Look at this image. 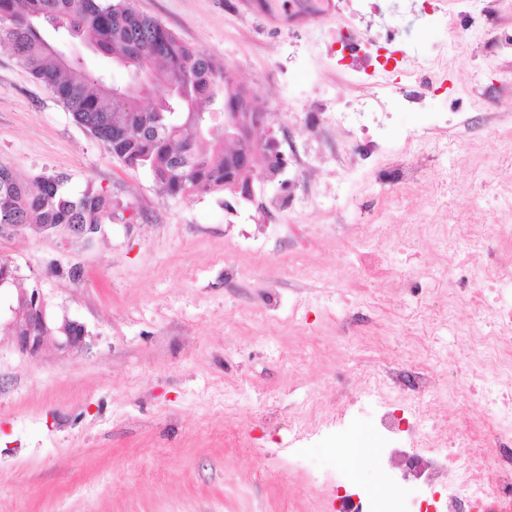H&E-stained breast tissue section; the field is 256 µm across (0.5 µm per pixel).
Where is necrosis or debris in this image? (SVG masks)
Here are the masks:
<instances>
[{"label": "necrosis or debris", "instance_id": "1", "mask_svg": "<svg viewBox=\"0 0 512 512\" xmlns=\"http://www.w3.org/2000/svg\"><path fill=\"white\" fill-rule=\"evenodd\" d=\"M371 235L381 258L420 242L467 272L469 287L446 289L437 281L432 288L446 298L439 318L452 340L442 353L422 355L415 343L403 361L383 358L374 380L354 389L337 386L327 410L298 416L295 441L318 439L341 449L351 448L342 421L354 414L372 430L374 456L353 451L328 466L296 451L289 467L312 492L333 496L336 512H421L430 497L435 512H512V224H408L395 235L377 224ZM382 329L372 314L343 315L336 320V346L363 342ZM448 359L462 378L445 395L440 367ZM444 395L455 414L430 420L429 403ZM472 404L486 412L474 431L459 416ZM400 466L419 478L421 495L399 480Z\"/></svg>", "mask_w": 512, "mask_h": 512}]
</instances>
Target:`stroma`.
Returning <instances> with one entry per match:
<instances>
[{"mask_svg":"<svg viewBox=\"0 0 512 512\" xmlns=\"http://www.w3.org/2000/svg\"><path fill=\"white\" fill-rule=\"evenodd\" d=\"M255 94L287 170L189 198L108 153L55 94L0 47V166L28 180L64 174L107 191L115 217L91 241L32 231L0 256L53 309L84 323L88 349L21 354L0 332V512H309L288 471L293 417L329 404L380 352L402 355L399 324L425 307L427 343L447 347L446 256L424 246L389 261L406 292L355 295L336 264L338 224H444L447 190L476 224L502 213L470 174L493 130L512 131V0H135ZM368 36L387 67L336 63L338 35ZM377 117L362 131L355 113ZM444 112L447 126L431 115ZM381 148L362 154L366 133ZM419 158L401 184L392 163ZM81 272L71 279L70 269ZM370 311L383 335L336 354L337 316ZM274 408L279 431L262 412Z\"/></svg>","mask_w":512,"mask_h":512,"instance_id":"obj_1","label":"stroma"}]
</instances>
